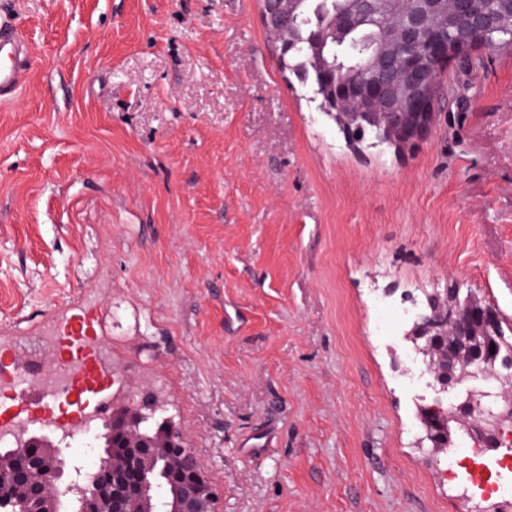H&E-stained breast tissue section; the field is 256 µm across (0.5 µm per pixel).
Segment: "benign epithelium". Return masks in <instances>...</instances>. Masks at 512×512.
<instances>
[{
  "label": "benign epithelium",
  "instance_id": "1",
  "mask_svg": "<svg viewBox=\"0 0 512 512\" xmlns=\"http://www.w3.org/2000/svg\"><path fill=\"white\" fill-rule=\"evenodd\" d=\"M278 12L263 15L269 32L280 33L279 18L293 12L298 0H276ZM421 6L410 18H397L390 26V47L378 59L382 71L392 70L387 86L355 82L347 79L336 85L320 83L319 92L329 106L340 109L335 118L344 128L351 143L362 140V124L354 123L342 109L346 98L355 94L368 100H391L400 94L412 93L425 101L411 114H393L387 126V137L399 150L413 151L430 136L435 112L429 99L427 69L408 60L395 66L397 50L403 44L425 38L431 17L428 4ZM466 41L454 45L439 41L430 43L428 54L436 69L448 65L466 66ZM498 316L493 307L468 298L462 307L456 301L431 309L412 331L414 339L428 341L424 352L438 356L442 377L437 383L458 384L457 371L478 364L481 357L463 352L471 349L473 330L479 323ZM483 391L467 394L464 406L473 417L471 436L489 448L499 445L506 423L512 420V396L493 406L482 404ZM149 414L133 400L126 398L112 404V434L109 445L98 454V463L87 467L77 459L62 455L56 426L49 424V434H32L11 448H0V512H62L60 507L79 503L75 512H214L217 492L203 475L196 454L184 441L171 417L163 420L160 439L147 433Z\"/></svg>",
  "mask_w": 512,
  "mask_h": 512
}]
</instances>
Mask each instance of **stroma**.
<instances>
[{
    "label": "stroma",
    "mask_w": 512,
    "mask_h": 512,
    "mask_svg": "<svg viewBox=\"0 0 512 512\" xmlns=\"http://www.w3.org/2000/svg\"><path fill=\"white\" fill-rule=\"evenodd\" d=\"M1 9L35 51L0 103V336L21 358L56 363L42 328L96 312L216 512H500L423 443V409L465 388L433 383L394 312L456 283L512 323V53L442 78L403 156L347 142L261 0Z\"/></svg>",
    "instance_id": "35a3bbf8"
}]
</instances>
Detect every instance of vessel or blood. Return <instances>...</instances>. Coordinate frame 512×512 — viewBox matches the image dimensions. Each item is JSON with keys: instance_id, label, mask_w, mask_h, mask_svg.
<instances>
[{"instance_id": "b4317fda", "label": "vessel or blood", "mask_w": 512, "mask_h": 512, "mask_svg": "<svg viewBox=\"0 0 512 512\" xmlns=\"http://www.w3.org/2000/svg\"><path fill=\"white\" fill-rule=\"evenodd\" d=\"M34 51L22 34L15 16L0 14V102H9L30 81ZM93 317L88 313L74 315L66 322L62 343L69 356L79 357L87 365L84 375L77 378L78 391L92 393L99 409L112 404L111 383L107 370L96 363L95 352L88 345Z\"/></svg>"}]
</instances>
